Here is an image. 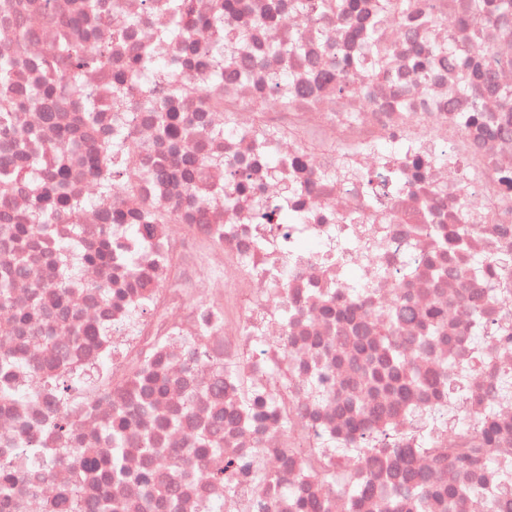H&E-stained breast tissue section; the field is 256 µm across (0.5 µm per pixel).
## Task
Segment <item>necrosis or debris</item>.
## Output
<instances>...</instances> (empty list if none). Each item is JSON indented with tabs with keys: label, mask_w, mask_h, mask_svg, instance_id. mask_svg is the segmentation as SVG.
Returning a JSON list of instances; mask_svg holds the SVG:
<instances>
[{
	"label": "necrosis or debris",
	"mask_w": 512,
	"mask_h": 512,
	"mask_svg": "<svg viewBox=\"0 0 512 512\" xmlns=\"http://www.w3.org/2000/svg\"><path fill=\"white\" fill-rule=\"evenodd\" d=\"M95 15L69 22L75 0H18L0 9V48H17L13 83L53 72L64 40L107 46L110 64L85 75V92L57 88L52 117L26 112L17 174L0 184V216L27 223L34 208L28 152L42 156L50 183L57 146L83 144L67 166L76 214L55 213L49 232L0 247V275L23 254L9 307L0 308V449L14 466L16 494L0 512H41L44 500L109 496L117 512H146L143 486L173 495L177 512H297L301 497L323 512H389L383 490L394 456L363 447L353 427L382 423L412 434V410L443 411L429 430L444 457L409 453L410 468L461 494L453 512H512V14L483 21L468 0H339L321 14L298 0H238L224 52L219 111L201 109L198 88L213 60L172 40L168 0H97ZM25 40H18V33ZM152 49L149 77L169 115L193 118L194 139H164L151 114L123 118L128 171L102 193L97 173L116 114L112 86L133 50ZM288 93L293 107L271 101ZM98 112L82 123L86 99ZM486 113L462 118L476 101ZM246 194L227 203L238 185ZM291 214L266 223L263 206ZM120 254L111 268L92 255L102 239ZM81 259L57 294L61 243ZM411 307L396 334L407 363L432 376L409 387L374 345L386 314ZM63 346L53 358L33 345L44 316ZM32 311L29 324L18 312ZM480 311L473 321L472 311ZM223 362V374L214 365ZM74 385L59 401L52 378ZM156 378L161 393L136 396L126 384ZM232 415L221 448H203L218 416ZM66 416L76 439L51 420ZM126 423L125 475L105 480L82 466L88 448H107L104 427ZM333 437L335 482L307 474L306 454ZM68 462L49 463L54 449ZM469 456L494 475L475 478ZM239 461L224 489L207 479L225 457ZM374 493L345 508L343 484Z\"/></svg>",
	"instance_id": "1"
}]
</instances>
